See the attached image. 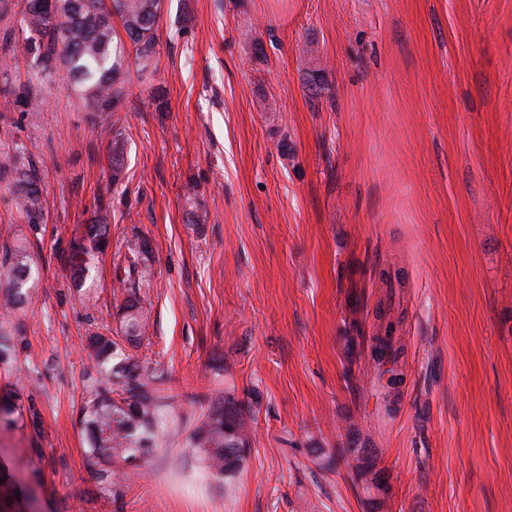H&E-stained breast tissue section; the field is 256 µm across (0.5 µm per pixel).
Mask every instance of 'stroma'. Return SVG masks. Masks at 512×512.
I'll return each instance as SVG.
<instances>
[{"label":"stroma","instance_id":"1","mask_svg":"<svg viewBox=\"0 0 512 512\" xmlns=\"http://www.w3.org/2000/svg\"><path fill=\"white\" fill-rule=\"evenodd\" d=\"M96 118L61 73L0 69V138L37 143L44 221L0 391V512H512V0H165L156 71ZM125 143L112 181L107 150ZM197 195L187 202L186 184ZM112 226L75 281L74 238ZM210 214L191 222L193 209ZM169 426L105 497L80 411L98 325L122 335L134 243ZM404 348L388 391L371 341ZM256 414L232 492L197 463L201 397ZM141 253H143V251H141L140 245L139 248L129 247V253L124 256L122 263L118 265L119 268L123 267L124 270L125 278L120 279V282L123 284L130 281L135 285L136 279L138 282L141 280L149 284L150 273L145 268H142L139 263ZM123 262H127V266H123ZM19 399V394L12 390L0 395V425L16 427L20 421L23 422L21 405L17 403Z\"/></svg>","mask_w":512,"mask_h":512}]
</instances>
